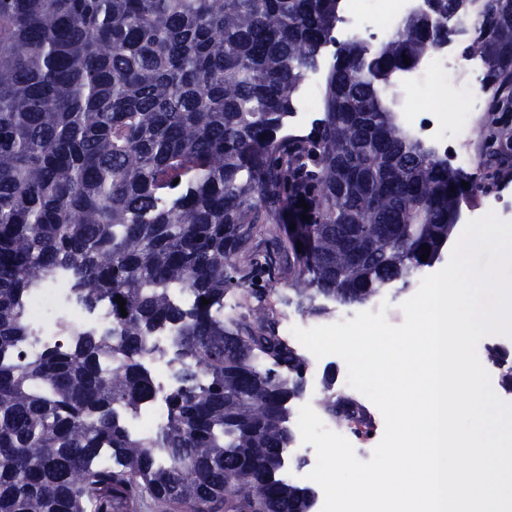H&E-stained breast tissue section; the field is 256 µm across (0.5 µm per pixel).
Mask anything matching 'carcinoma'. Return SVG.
Instances as JSON below:
<instances>
[{
    "mask_svg": "<svg viewBox=\"0 0 512 512\" xmlns=\"http://www.w3.org/2000/svg\"><path fill=\"white\" fill-rule=\"evenodd\" d=\"M427 3L340 44L323 118L296 134L342 0H0V512H311L280 476L308 365L265 283L326 318L439 258L457 177L382 90L448 18L474 13L466 52L512 105V0ZM259 235L276 247L250 251ZM62 269L82 305L111 303L113 333L32 357L29 299ZM168 325L185 364L164 426L135 437L116 408L154 397L148 338ZM321 407L355 423L340 395Z\"/></svg>",
    "mask_w": 512,
    "mask_h": 512,
    "instance_id": "carcinoma-1",
    "label": "carcinoma"
}]
</instances>
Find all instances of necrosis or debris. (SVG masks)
I'll return each mask as SVG.
<instances>
[{"mask_svg":"<svg viewBox=\"0 0 512 512\" xmlns=\"http://www.w3.org/2000/svg\"><path fill=\"white\" fill-rule=\"evenodd\" d=\"M424 7V0H346L335 39L339 42L385 41L402 16L421 11ZM427 91L435 95L431 117L406 120L405 126L411 136L435 151L444 152L448 150L449 142L458 143L466 139L469 123L463 114L479 103L470 82L461 72L453 45L436 47L419 64L402 71L392 94L398 106L404 108L415 96ZM452 103L456 104L459 116L450 123L445 114ZM28 314L32 335L27 349L33 354L60 343L61 326L65 323L78 333L86 330L107 333L112 329L110 306L104 304L96 310H86L72 296L68 278L63 274L32 295ZM175 334L174 328L167 327L157 331L149 340L153 353L147 367L157 375V394L137 414L123 416L122 421L130 434L154 431L166 420L164 396L176 384L180 367L179 362L171 357ZM339 391L353 402L360 417L359 424L343 427L328 415L323 416L322 421L328 429L351 443L360 460H369L373 447L381 439L379 411L364 394L347 382H340Z\"/></svg>","mask_w":512,"mask_h":512,"instance_id":"1","label":"necrosis or debris"}]
</instances>
